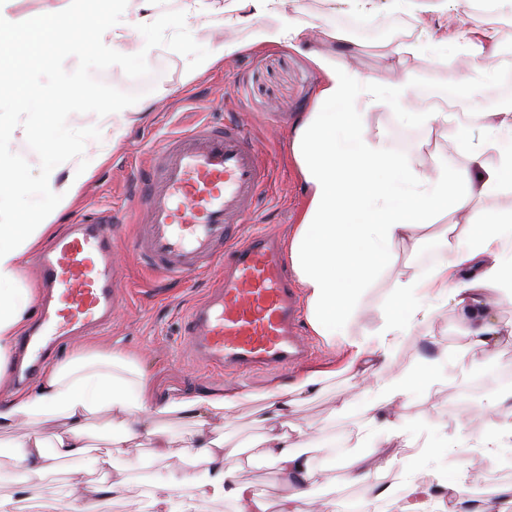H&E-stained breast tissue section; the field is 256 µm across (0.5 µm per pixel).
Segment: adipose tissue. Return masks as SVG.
<instances>
[{
  "mask_svg": "<svg viewBox=\"0 0 512 512\" xmlns=\"http://www.w3.org/2000/svg\"><path fill=\"white\" fill-rule=\"evenodd\" d=\"M98 8L83 25H69V38L59 49L71 54L86 47L96 51L99 67L111 68L117 42L131 30L103 24L100 14H115L117 0H96ZM144 0L137 19L140 48H148L154 31L167 19H207L205 0ZM236 19L251 30V42L270 41L292 46L330 41L357 46L373 38L397 40L398 31L424 19H442L448 9L469 11L471 0H389L380 11L376 0H333L331 22L315 25L286 13V0H233ZM489 7L473 15L467 27L447 34L436 28L416 38L397 41L402 60L424 58L451 63L462 77L455 86L430 93L413 69L387 80L364 73L350 61L322 52L311 58L322 74L315 103L306 112L291 140L292 157L308 195L305 209L288 239V258L315 335L338 350L340 367L311 370L290 384L267 393L270 412L265 456L279 466L286 481L296 484L279 512H296L295 500L308 497L317 473L298 450L305 432L288 412L289 395L303 393L342 369L352 372L374 393L370 424L386 444L405 446L411 427L390 406L415 386L441 381L447 352L420 359L415 371L385 378L401 340L441 309L458 307L471 335L486 348L503 336L495 322V308L512 300V208H494L495 200L512 197V95L504 88L505 69L497 59L499 29L505 0H487ZM498 91L487 102V90ZM150 94L139 100L103 90L93 101L100 111L96 132L71 130L58 135L40 168L39 187L44 203L27 224H0V385L12 364L15 343L31 318L33 288L23 277L31 256L55 230L59 213L73 206L97 166L125 141L129 129ZM448 131L462 162L456 166L427 164L424 146L436 130ZM48 125L41 114L28 111L24 99L12 100L0 113V213L13 209L6 193L21 171L15 162L20 145L42 138ZM454 217V229L443 241L445 260L420 264L411 273L390 277L389 261L398 244L413 251L428 247L430 237L419 235L432 224L440 208ZM384 290L372 330L357 332L353 324L365 301ZM234 393L174 396L160 404L147 395V377L140 364L123 353L76 344L64 361L48 367L35 385L0 396V432L20 423L44 420L58 423L49 437L24 441L19 467L28 473L52 470L55 460L87 455V420L97 414L122 419L121 432L111 444L124 455V467L138 466L128 457L127 444L144 438L162 447L155 420L174 415L195 426L186 455L205 463L200 475L171 477L151 491L153 512H197L180 490L191 484L199 500L245 501L250 512H269L268 504L236 479L227 460L234 449L223 437L207 431L208 417H230L237 405ZM503 421L486 427L474 439L461 442L445 436L448 448L468 445L487 460H497L512 447V392L492 401ZM346 481L364 485L363 501L336 500L333 512H377L380 501L402 505V512H428L418 501L420 487L412 471H404L399 486L382 487L367 459H357Z\"/></svg>",
  "mask_w": 512,
  "mask_h": 512,
  "instance_id": "adipose-tissue-1",
  "label": "adipose tissue"
}]
</instances>
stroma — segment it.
Instances as JSON below:
<instances>
[{"mask_svg": "<svg viewBox=\"0 0 512 512\" xmlns=\"http://www.w3.org/2000/svg\"><path fill=\"white\" fill-rule=\"evenodd\" d=\"M11 12L19 43L6 59L14 80L5 88V95L27 97L32 111L57 113L63 127L95 129L99 122L97 111L83 103L84 92L74 81L75 75L95 67L94 50L78 56L63 55L46 43L34 27L38 21L51 26L73 15L72 0H14ZM220 38H235L244 46L224 64L188 79L193 52ZM248 39L246 27L231 23L219 28L196 26L179 40L173 39L170 29L164 27L144 51L139 50L136 38H129L117 53L112 70L102 74L106 85L114 92L128 94L132 91V74L146 72L159 95L132 126L124 143L97 168L80 201L59 215L56 228L64 230L77 219H90L100 213L111 215L117 226L115 257L127 302L115 313L110 328L91 332L86 335V342L135 356L146 373L148 397L153 402L178 394L238 393L240 399L232 419L214 417L209 426L222 431L228 446L239 448L243 467L237 472L238 479L251 484L268 501L276 502L293 494L294 489L283 482L277 467L261 454L262 396L272 386L289 383L302 372L339 361L337 350L315 336L311 339L312 357L296 367L250 375L205 371L181 347L180 333L189 307L205 295L220 274V265L170 282L145 271L131 250L136 227L144 221L137 207V191L153 166L154 148L168 135L190 131L205 122L220 123L230 116L247 125L269 168L267 188L249 216L248 228L264 227L285 240L297 223L307 189L292 159L290 141L295 126L314 102L321 75L307 48L275 42L255 46ZM353 61L380 80L395 76L401 69L390 43H364L356 50ZM41 154L42 146L37 140L20 151L24 176L15 187L18 206L8 217L11 223H26L28 213L41 204L37 185L29 176ZM452 221L444 211L438 222L428 227L434 245L426 252L414 253L410 248L399 247L393 274L409 273L418 263L446 259L441 242ZM427 348L447 351L452 364L458 354H466L468 359L479 362L486 374L512 366V338H504L492 349L479 345L468 333L460 310L453 307L442 309L402 340L390 373L412 370ZM461 383V378L452 376L429 388H415L401 398L398 413L408 424L418 426L419 431L406 447L395 449L397 462L379 472L380 485L398 483L402 462L421 453L438 432L454 433L464 420L470 432L475 433L492 421L485 395L467 408L455 409L456 389ZM368 400L358 380L345 373L317 387L295 407L293 417L310 437L301 452L311 458L319 474L312 497L327 503L338 498H364L363 486L345 482L344 476L356 458L373 451L375 435L365 425ZM338 407L345 410L340 419L331 415ZM159 425L170 434L171 454L156 458L149 448H142L147 464L132 472V480L161 483L174 470L202 472V464L183 461V448L192 437L194 426L177 418L161 419ZM54 429V424L40 423L0 434V495L17 498L22 512H71L73 508L63 495L68 463H59L44 476L27 474L14 466L21 453L18 442L22 435L47 437ZM453 457L457 459L455 473L479 476L471 486L473 501L494 496L498 488L512 485V470H504L499 462L485 461L463 449Z\"/></svg>", "mask_w": 512, "mask_h": 512, "instance_id": "1", "label": "stroma"}]
</instances>
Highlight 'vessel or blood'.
Returning a JSON list of instances; mask_svg holds the SVG:
<instances>
[{
  "instance_id": "1",
  "label": "vessel or blood",
  "mask_w": 512,
  "mask_h": 512,
  "mask_svg": "<svg viewBox=\"0 0 512 512\" xmlns=\"http://www.w3.org/2000/svg\"><path fill=\"white\" fill-rule=\"evenodd\" d=\"M268 171L248 128L237 120L166 137L137 202L146 218L134 242L138 259L178 279L223 259L217 285L186 316L183 344L213 369L279 370L303 359L301 299L278 239L240 231ZM111 217L70 225L35 259L44 288L36 319L18 342L19 380L47 365L65 337L104 327L124 301L114 261Z\"/></svg>"
}]
</instances>
